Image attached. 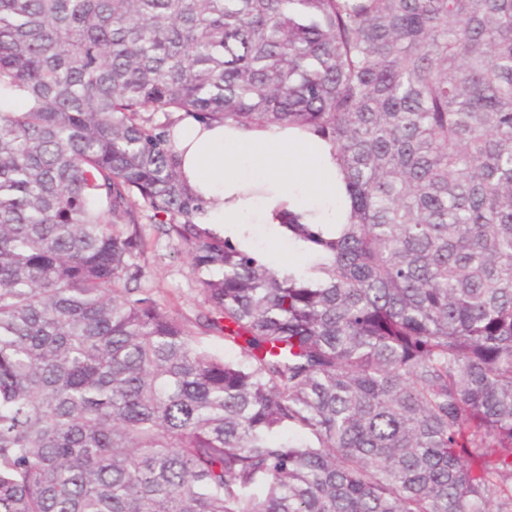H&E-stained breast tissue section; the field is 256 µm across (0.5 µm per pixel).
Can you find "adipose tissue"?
Wrapping results in <instances>:
<instances>
[{
    "label": "adipose tissue",
    "instance_id": "ef3b65f1",
    "mask_svg": "<svg viewBox=\"0 0 512 512\" xmlns=\"http://www.w3.org/2000/svg\"><path fill=\"white\" fill-rule=\"evenodd\" d=\"M182 179L202 203L196 221L248 245L256 224H338L346 217L332 143L295 128L207 123L185 116L170 130Z\"/></svg>",
    "mask_w": 512,
    "mask_h": 512
}]
</instances>
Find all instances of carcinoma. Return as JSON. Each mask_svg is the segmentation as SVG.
<instances>
[{"label":"carcinoma","mask_w":512,"mask_h":512,"mask_svg":"<svg viewBox=\"0 0 512 512\" xmlns=\"http://www.w3.org/2000/svg\"><path fill=\"white\" fill-rule=\"evenodd\" d=\"M0 97V512H512V0H0ZM179 112L333 144L307 269L196 222ZM156 220L152 212L143 211L147 250L140 262L145 266L144 284L157 292L164 308L194 320L202 299L197 293L188 256L176 240L157 232Z\"/></svg>","instance_id":"cac0c4a2"}]
</instances>
